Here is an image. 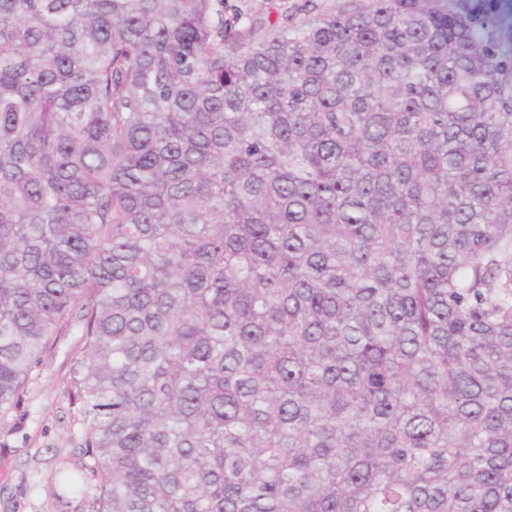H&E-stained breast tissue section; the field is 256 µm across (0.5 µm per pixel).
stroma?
Segmentation results:
<instances>
[{
  "mask_svg": "<svg viewBox=\"0 0 512 512\" xmlns=\"http://www.w3.org/2000/svg\"><path fill=\"white\" fill-rule=\"evenodd\" d=\"M82 338L68 325L52 337L14 403L0 408V512H90L98 482L84 470L86 426L72 369ZM83 490L63 493L59 469Z\"/></svg>",
  "mask_w": 512,
  "mask_h": 512,
  "instance_id": "35a3bbf8",
  "label": "stroma"
}]
</instances>
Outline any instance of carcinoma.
Wrapping results in <instances>:
<instances>
[{"label":"carcinoma","mask_w":512,"mask_h":512,"mask_svg":"<svg viewBox=\"0 0 512 512\" xmlns=\"http://www.w3.org/2000/svg\"><path fill=\"white\" fill-rule=\"evenodd\" d=\"M301 10L0 0V407L73 316L92 512H512V42Z\"/></svg>","instance_id":"obj_1"}]
</instances>
